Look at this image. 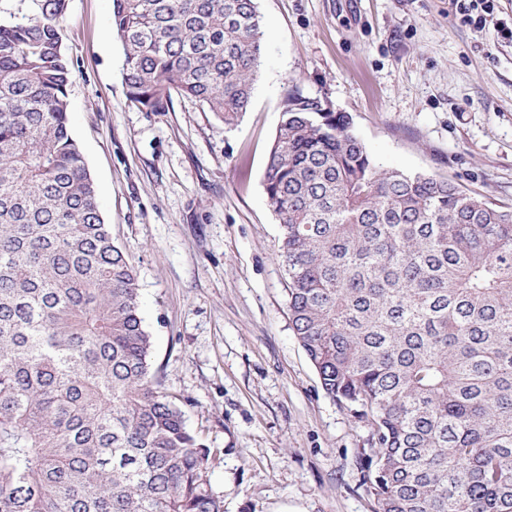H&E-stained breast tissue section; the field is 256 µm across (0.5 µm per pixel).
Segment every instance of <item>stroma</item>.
Segmentation results:
<instances>
[{
  "instance_id": "stroma-1",
  "label": "stroma",
  "mask_w": 512,
  "mask_h": 512,
  "mask_svg": "<svg viewBox=\"0 0 512 512\" xmlns=\"http://www.w3.org/2000/svg\"><path fill=\"white\" fill-rule=\"evenodd\" d=\"M252 102L224 124L198 101L132 107L112 0H67L68 119L112 239L138 273L161 389L211 448L224 512H374L371 428L322 388L294 336L280 227L262 179L292 89L351 116L386 169L512 206V44L451 0H257Z\"/></svg>"
}]
</instances>
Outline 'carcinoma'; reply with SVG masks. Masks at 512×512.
<instances>
[{
  "label": "carcinoma",
  "mask_w": 512,
  "mask_h": 512,
  "mask_svg": "<svg viewBox=\"0 0 512 512\" xmlns=\"http://www.w3.org/2000/svg\"><path fill=\"white\" fill-rule=\"evenodd\" d=\"M65 9L0 24V512H223L69 132ZM112 26L141 111L247 110L256 0H112ZM263 187L294 336L372 430L375 512H512V207L382 168L298 90Z\"/></svg>",
  "instance_id": "1"
}]
</instances>
